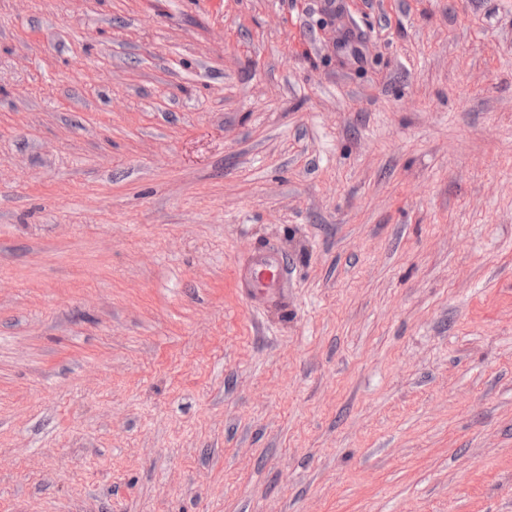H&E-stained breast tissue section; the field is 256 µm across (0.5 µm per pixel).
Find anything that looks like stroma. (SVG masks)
Returning <instances> with one entry per match:
<instances>
[{
  "label": "stroma",
  "instance_id": "stroma-1",
  "mask_svg": "<svg viewBox=\"0 0 512 512\" xmlns=\"http://www.w3.org/2000/svg\"><path fill=\"white\" fill-rule=\"evenodd\" d=\"M0 512H512V0H0ZM285 272L284 260L270 252L255 254L251 264L243 271L242 283L246 290L255 297L275 296Z\"/></svg>",
  "mask_w": 512,
  "mask_h": 512
}]
</instances>
